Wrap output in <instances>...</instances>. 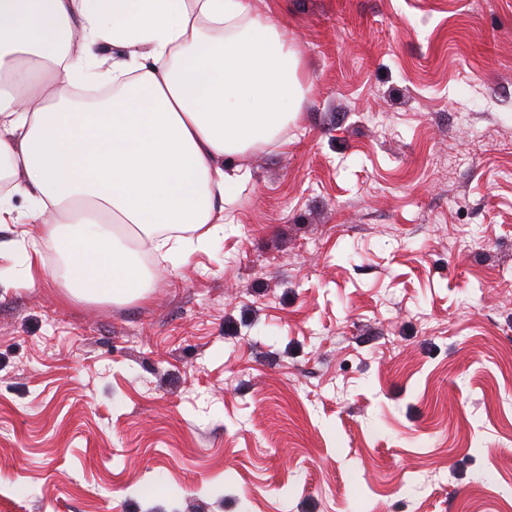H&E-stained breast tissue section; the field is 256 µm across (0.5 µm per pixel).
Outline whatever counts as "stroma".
Returning a JSON list of instances; mask_svg holds the SVG:
<instances>
[{
    "instance_id": "35a3bbf8",
    "label": "stroma",
    "mask_w": 512,
    "mask_h": 512,
    "mask_svg": "<svg viewBox=\"0 0 512 512\" xmlns=\"http://www.w3.org/2000/svg\"><path fill=\"white\" fill-rule=\"evenodd\" d=\"M301 59L146 299L0 224V512H512V0H249Z\"/></svg>"
}]
</instances>
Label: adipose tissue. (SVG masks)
Wrapping results in <instances>:
<instances>
[{
    "label": "adipose tissue",
    "mask_w": 512,
    "mask_h": 512,
    "mask_svg": "<svg viewBox=\"0 0 512 512\" xmlns=\"http://www.w3.org/2000/svg\"><path fill=\"white\" fill-rule=\"evenodd\" d=\"M300 68L249 0H0V223L28 201L42 233L21 245L61 255L71 299L145 298L116 225L167 257L221 226L238 179L224 159L279 138Z\"/></svg>",
    "instance_id": "adipose-tissue-1"
}]
</instances>
